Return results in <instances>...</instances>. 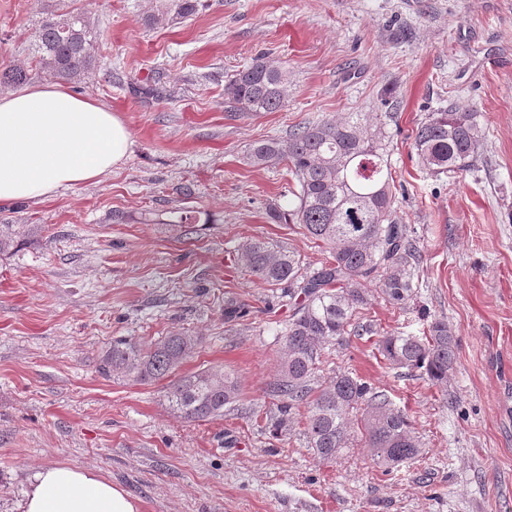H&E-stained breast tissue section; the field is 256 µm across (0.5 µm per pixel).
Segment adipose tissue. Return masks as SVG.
I'll use <instances>...</instances> for the list:
<instances>
[{
  "label": "adipose tissue",
  "mask_w": 512,
  "mask_h": 512,
  "mask_svg": "<svg viewBox=\"0 0 512 512\" xmlns=\"http://www.w3.org/2000/svg\"><path fill=\"white\" fill-rule=\"evenodd\" d=\"M131 134L98 101L60 84L0 95V204L93 182L126 159ZM22 512H139V501L93 468L38 469Z\"/></svg>",
  "instance_id": "obj_1"
}]
</instances>
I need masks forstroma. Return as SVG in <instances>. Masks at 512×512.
<instances>
[{
  "label": "stroma",
  "instance_id": "obj_1",
  "mask_svg": "<svg viewBox=\"0 0 512 512\" xmlns=\"http://www.w3.org/2000/svg\"><path fill=\"white\" fill-rule=\"evenodd\" d=\"M202 2L149 29L164 0H0V71L30 65L45 17L91 14L106 65L70 89L132 139L102 181L0 206V225L38 227L0 255V512H21L51 464L97 468L141 512H512V0ZM261 55L288 71L284 107L231 110L225 84ZM387 101L395 208L422 260L404 308L374 289L366 313L379 334L419 336L440 319L458 342L440 384L390 365L376 336L327 346L321 377L354 373L412 423L421 451L389 473L360 446L320 460L300 417L274 433L269 385L293 305L235 259L251 237L315 268L324 258L300 225L269 221L293 182L286 163L248 165L250 144ZM466 105L485 130L477 169L428 174L416 126ZM173 209L197 223H166ZM174 333L198 339L180 374L237 376L223 416L184 420L165 382L98 373L114 340Z\"/></svg>",
  "mask_w": 512,
  "mask_h": 512
}]
</instances>
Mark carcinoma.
<instances>
[{"label":"carcinoma","instance_id":"cac0c4a2","mask_svg":"<svg viewBox=\"0 0 512 512\" xmlns=\"http://www.w3.org/2000/svg\"><path fill=\"white\" fill-rule=\"evenodd\" d=\"M200 2L172 0L171 6L174 15L187 18L197 13ZM97 41L98 31L88 13H60L39 24L31 60L49 78L81 81L104 65ZM27 78L26 67L18 65L0 73V87L22 84ZM287 94L288 72L267 57L254 59L224 88V96L238 112H276ZM479 117L474 108L430 113L413 132L421 166L434 175L475 167L484 146ZM389 153L384 124L372 123L368 112L299 126L286 141L253 142L246 154L248 164L263 167L284 161L295 183L291 208L271 206L270 219L300 225L329 256L309 275L301 255L276 242L250 238L237 249V261L261 282L288 284L292 299L300 289L273 384L281 415L275 428L287 426L290 416L304 406L308 447L318 458L336 460L358 437L386 473L420 452L405 413L348 371H338L323 382L317 372L327 345L373 332L362 316L371 286L379 287L394 306L405 304L412 293L420 254L396 216ZM16 244L14 225L1 224L0 254ZM196 345V337L180 333L151 343L117 340L100 356L98 372L140 384L168 378V404L179 417L199 421L220 416L239 395L233 373L212 367L172 379ZM456 349L455 337L441 320L432 322L422 338L390 333L378 344L390 364L422 370L434 381L448 379Z\"/></svg>","mask_w":512,"mask_h":512}]
</instances>
